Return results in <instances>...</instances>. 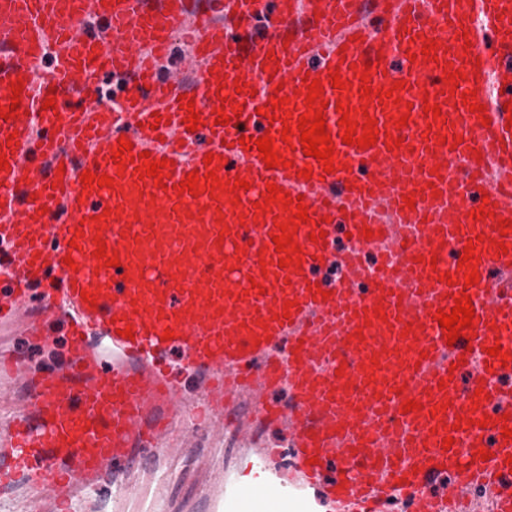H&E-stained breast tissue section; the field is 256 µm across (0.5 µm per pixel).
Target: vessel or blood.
<instances>
[{"mask_svg": "<svg viewBox=\"0 0 512 512\" xmlns=\"http://www.w3.org/2000/svg\"><path fill=\"white\" fill-rule=\"evenodd\" d=\"M270 7L276 27L228 46L225 19ZM181 37L197 50L182 78L160 69ZM107 82L111 106L85 104ZM15 97L0 118V389L18 402L0 413V512L20 493L47 512H169L166 457L186 433L249 445L273 425L294 464L262 445L244 456L253 480L220 471L203 512H306L315 486L329 512H383L395 494L457 512V496L421 488L512 470V0H0V108ZM312 110L329 173L302 150ZM257 115L271 169L239 142ZM344 117L375 120L376 143H344ZM148 161L159 177H140ZM340 232L357 250L329 290L313 270ZM393 238L396 264L365 274L359 251ZM465 295L473 326L451 345L437 316ZM17 334L63 361L32 362Z\"/></svg>", "mask_w": 512, "mask_h": 512, "instance_id": "obj_1", "label": "vessel or blood"}]
</instances>
